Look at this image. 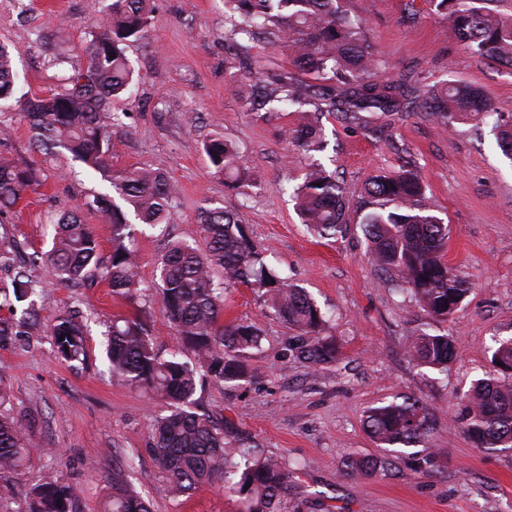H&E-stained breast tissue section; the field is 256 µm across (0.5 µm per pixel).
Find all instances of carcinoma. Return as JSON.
<instances>
[{"instance_id": "1", "label": "carcinoma", "mask_w": 512, "mask_h": 512, "mask_svg": "<svg viewBox=\"0 0 512 512\" xmlns=\"http://www.w3.org/2000/svg\"><path fill=\"white\" fill-rule=\"evenodd\" d=\"M148 0H111L107 18L91 28L86 47L90 66L71 77V87L49 97L33 96L17 103L28 119L35 148L61 153L102 173L113 199L90 193L73 204L53 225L52 247L20 259L13 247L0 239V269L11 271L10 281L0 280V344L14 335L13 316L24 303L21 319L41 324L34 299L37 283L31 273L38 267L58 283L93 288L102 283L112 296L134 302L140 297L137 253L133 247L136 224L156 226L172 218L176 185L154 169L130 167L114 171L108 162L112 134L121 127L120 114L109 102L130 92L133 72L125 54L130 41L145 39L152 26ZM232 15L230 36L254 39L267 35L268 43L291 52L296 72L323 77L329 84L311 85L286 72L274 88L256 84L249 105L271 102L306 106L311 99L317 112H338L349 120L362 112L417 110L444 125L475 120L493 112L485 94L459 81L421 86L404 80L377 81L373 47L363 26L340 10L338 0H225ZM458 40L479 58L512 60V16L488 7L489 0H434ZM11 53L0 46V100L14 97ZM293 139L307 152L323 150L319 120H307ZM204 151L216 172L243 183L249 168L237 146L212 138ZM39 185L34 169L0 154V216ZM303 222L318 236L333 239L348 223L346 189L336 174L316 163L296 189ZM95 211L111 224L112 248L104 253L92 227L82 220ZM360 224L369 242L372 261L407 287L418 305L433 318L446 321L457 312L470 284L444 260L448 225L425 202L417 173L402 170L378 176L365 184L360 201ZM198 227L206 244L202 252L177 240L159 263L158 294L181 344L194 354L187 361L168 356L156 347L146 317L116 316L108 327L105 352L112 379L149 391L166 413L159 416L149 448L164 474L163 491L184 497L204 485H217L237 497L239 512H279L291 489L288 468L259 456L242 439L231 443L224 426L202 412L196 398L198 384L206 379L217 386L241 387L253 379L247 359L261 347L262 336L245 322H221L224 286L257 285L266 302L296 334L288 338V356L311 368L339 360L338 339L325 333L327 320L305 289L281 276L250 242L237 213L220 207L204 208ZM221 269L223 281L214 271ZM58 356L67 363L85 356L84 326L63 314L51 328ZM417 366L446 370L456 356L448 334L420 332L409 351ZM492 362L512 371V338L498 340ZM10 394L0 385V472L17 471L44 449L32 436L31 423L9 414ZM458 418L464 434L478 448L512 449V385L489 378L479 381L459 404ZM366 430L377 442L410 447L421 442L431 428L427 402L405 396L400 402L374 407L366 417ZM439 449L412 452L415 472L434 470ZM73 488L57 477L34 485L27 493V512H72ZM100 512H151L150 502L132 487L128 474L112 469L111 491Z\"/></svg>"}]
</instances>
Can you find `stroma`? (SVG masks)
Wrapping results in <instances>:
<instances>
[{"instance_id":"1","label":"stroma","mask_w":512,"mask_h":512,"mask_svg":"<svg viewBox=\"0 0 512 512\" xmlns=\"http://www.w3.org/2000/svg\"><path fill=\"white\" fill-rule=\"evenodd\" d=\"M343 3L365 26L380 78L478 85L500 123L512 125V68L471 55L432 0ZM108 4L0 0V43L12 52L18 95H49L84 68L89 27L106 18ZM150 8L148 39L126 47L136 83L114 105L123 118L109 159L116 170L163 171L179 189L170 223L137 231L143 288H153L169 239L204 247L197 216L202 208L221 207L239 213L257 250L327 311L341 343L334 366L315 371L289 361L293 331L266 306L261 289L230 286L225 321L253 324L263 344L248 360L254 380L206 387L202 408L227 423L231 439H250L260 455L287 466L295 489L281 512H512V452L476 447L455 419L475 380L499 374L491 361L495 336L512 334V159L491 123L451 128L417 112H365L351 123L326 113V148L306 153L290 139L298 113L275 103L257 111L246 102L255 78L292 70L288 52L262 40L241 47L228 34L224 0H151ZM1 127L8 136L0 138V153L34 167L41 184L0 218V236L21 256L48 250L47 225L87 192L112 187L81 163L34 150L15 101L0 103ZM215 137L241 150L249 183L214 173L204 145ZM315 161L335 171L348 192L350 224L331 240L308 232L292 197ZM404 166L419 173L428 204L449 228L448 265L471 284L445 322L420 309L372 262L358 223L365 183ZM38 304L39 332L0 347V382L10 392L13 415L31 421L47 451L19 471L0 474V512H27L26 491L55 475L74 488V512H99L116 463L131 465L153 512H237L235 496L216 485L177 500L163 492V474L149 452L160 406L113 382L103 355L107 324L113 315L134 314V307L103 284L74 288L52 280ZM68 311L80 312L87 325V359L74 367L59 358L48 331ZM422 331L452 337L456 357L447 371L410 360L408 346ZM405 395L423 398L431 409L423 445L442 449L443 456L429 474L413 473L407 454L387 451L364 427L371 408ZM352 458L376 461V472L353 478Z\"/></svg>"}]
</instances>
